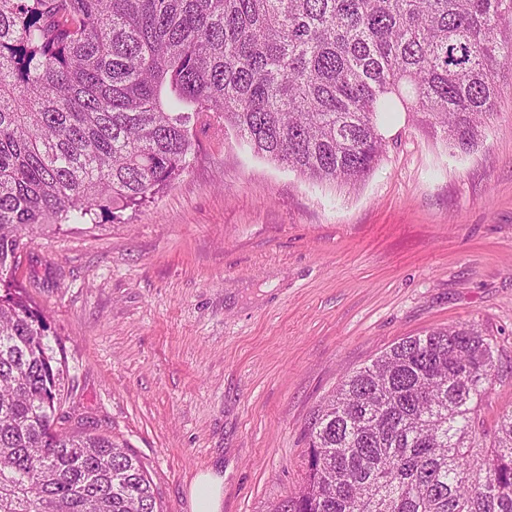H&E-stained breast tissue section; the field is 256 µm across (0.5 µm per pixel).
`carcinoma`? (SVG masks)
Returning <instances> with one entry per match:
<instances>
[{
	"label": "carcinoma",
	"instance_id": "1",
	"mask_svg": "<svg viewBox=\"0 0 512 512\" xmlns=\"http://www.w3.org/2000/svg\"><path fill=\"white\" fill-rule=\"evenodd\" d=\"M512 0H0V512H156L112 438L57 426L65 361L12 287L35 228L154 198L217 122L316 184H355L387 112L483 142L512 65ZM496 344L474 323L401 339L309 424L274 512H512V408L472 423Z\"/></svg>",
	"mask_w": 512,
	"mask_h": 512
}]
</instances>
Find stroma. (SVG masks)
I'll use <instances>...</instances> for the list:
<instances>
[{
  "mask_svg": "<svg viewBox=\"0 0 512 512\" xmlns=\"http://www.w3.org/2000/svg\"><path fill=\"white\" fill-rule=\"evenodd\" d=\"M500 84L468 154L398 112L373 174L316 185L214 126L151 202L34 233L16 285L65 360L69 426L124 443L158 512H190L210 467L223 512H273L345 375L475 321L497 344L475 423L491 445L512 408V68Z\"/></svg>",
  "mask_w": 512,
  "mask_h": 512,
  "instance_id": "obj_1",
  "label": "stroma"
}]
</instances>
